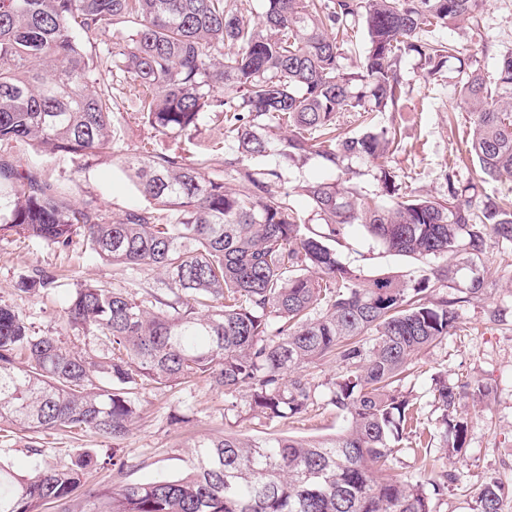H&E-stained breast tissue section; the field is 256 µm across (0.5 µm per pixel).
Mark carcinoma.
I'll return each instance as SVG.
<instances>
[{
    "label": "carcinoma",
    "mask_w": 512,
    "mask_h": 512,
    "mask_svg": "<svg viewBox=\"0 0 512 512\" xmlns=\"http://www.w3.org/2000/svg\"><path fill=\"white\" fill-rule=\"evenodd\" d=\"M481 2L264 0L251 22L238 0H0V149L30 142L79 158L112 149V89L94 88L96 66L84 49L110 29L100 65L134 84V111L176 145L204 122L227 130L235 147L224 174L237 183L210 178L180 152L144 147L121 167L151 206L114 218L66 201L59 186L0 154L1 233L56 247L80 235L102 259L160 271L177 296L161 307L121 288L76 289L67 321L101 340L94 359L36 334L0 302V424L120 440L137 413L139 380L167 387L205 379L227 396L245 389L252 412L287 419L312 398L302 368L325 359L345 368L329 403L346 430L324 440L203 439L186 474L125 486L88 512H432L431 494L448 488L453 471L433 465L425 485L385 469L406 435L424 434L397 385L414 356L456 327L455 302L427 298L430 278L452 277L446 260L480 253L490 233L512 243V199L487 195L474 209L450 171L448 198L402 196L383 170L375 196L336 179L304 183L306 218L277 169L245 161L275 151L287 164L316 158L352 176L353 160L399 147L396 131L372 124L401 98L398 64L413 53L438 77L460 47L419 33L473 18ZM356 17L365 43L352 71L344 36ZM459 104L474 115L470 153L481 181L512 180V53L492 82L467 73ZM339 112L357 113L363 133H341ZM276 128L288 136L275 139ZM347 224L363 225L389 251L445 264L409 281L363 279L336 256ZM53 283L23 280L20 291ZM486 393L468 382L434 388L439 428L453 436L448 457L459 463L461 400ZM96 463L86 451L23 476L0 463V512H41L49 501L70 512L65 505ZM511 491L486 482L475 512H499Z\"/></svg>",
    "instance_id": "cac0c4a2"
}]
</instances>
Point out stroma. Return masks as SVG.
<instances>
[{
  "instance_id": "35a3bbf8",
  "label": "stroma",
  "mask_w": 512,
  "mask_h": 512,
  "mask_svg": "<svg viewBox=\"0 0 512 512\" xmlns=\"http://www.w3.org/2000/svg\"><path fill=\"white\" fill-rule=\"evenodd\" d=\"M435 36L464 44L466 50L449 58L435 81L427 80L417 58L402 60L398 77L403 96L396 109L378 113L376 122L400 129L403 147L376 160L354 161L351 184L358 191L379 192L378 175L384 169L395 175L403 192L424 196L446 195V171H453L462 184L475 177L467 155L473 116L459 106L458 82L463 72L473 69L492 74L498 60L512 52V0H485L476 21L438 29ZM133 94L134 87L128 83L114 92L111 122L116 140L109 152L74 159L51 157L33 146L19 145L14 155L60 184L71 201L99 206L114 217L144 206L145 198L118 165L119 158L134 155L156 139L154 130L129 107ZM191 141L189 162L205 164L208 175H222L224 152L232 148V137L205 123ZM336 253L340 262L367 279L381 274L418 278L438 264L434 258L387 252L359 224L344 229ZM483 270L491 273L484 294L458 301L459 289ZM38 275L52 276L54 287L37 295L19 292L22 279ZM86 283L121 288L136 297L167 291L161 274L104 262L80 237L68 247L57 248L15 235L0 236V301L21 312L36 332L60 337L73 350L95 356L101 350L100 342L68 326L65 313L70 295ZM426 295L432 300L456 299L457 327L413 359L402 390L420 406L422 425L433 433L428 456L447 468L451 462L446 442L437 432L440 412L433 402V378L488 388L484 401L466 400V463L456 468L457 479L444 494L432 499L434 512H473L485 482L497 478L512 485V243L487 235L481 254L460 253L453 278L431 280ZM134 398L137 416L120 442L69 428L38 434L37 445L49 464H67L84 449L96 450L99 464L75 493L77 510L123 486L179 476L193 464L191 444L204 438L233 434L256 441L288 436L318 440L346 425L335 407L320 402L300 417L268 420L250 410L244 391L230 397L236 403L230 410L223 391L202 379L168 387L142 381Z\"/></svg>"
}]
</instances>
